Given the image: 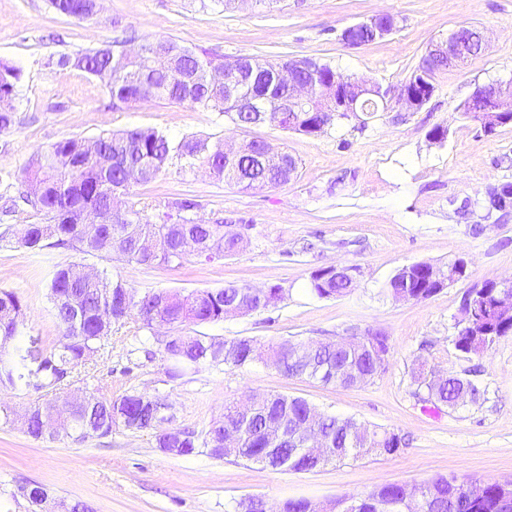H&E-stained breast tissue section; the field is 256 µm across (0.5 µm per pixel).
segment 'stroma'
<instances>
[{
    "instance_id": "35a3bbf8",
    "label": "stroma",
    "mask_w": 512,
    "mask_h": 512,
    "mask_svg": "<svg viewBox=\"0 0 512 512\" xmlns=\"http://www.w3.org/2000/svg\"><path fill=\"white\" fill-rule=\"evenodd\" d=\"M382 11L398 18L393 34L358 49L341 41L342 29ZM470 25L486 30L488 50L437 72L422 109L392 107L318 136L242 128L222 113L155 98L116 103L98 77L56 64L59 55L127 36L138 45L164 38L221 59H309L396 87L440 37ZM0 62L20 71L16 124L0 133V177L52 143L136 127L229 147L259 138L298 161L290 182L262 190L224 182L204 165L184 171L176 163L154 181L130 186L127 204L150 221L168 201L191 197L201 217L243 232V247L218 261L191 255L180 266L138 265L73 249L37 255L17 244L0 248V291L20 298L25 335L49 345L60 334L47 282L52 263L61 262L107 270L141 295L229 283L281 287L274 306L198 328L219 339L247 337L267 347L378 330L389 347L386 370L358 387L291 378L261 362L206 364L173 380L163 345L143 347L129 319L114 325L96 360L77 368L76 389L112 398L134 388L166 396L174 425L198 433L226 405L249 396L301 397L407 442L393 457L369 454L295 473L205 453L171 455L152 433L120 426L75 445L62 436L35 439L19 423L0 421V512H25V500L10 498L25 483L87 502L94 512H231L248 497L274 508L289 498L327 503L439 475L512 479V335L468 359L454 347L464 296L484 281L512 278V209L488 204L492 189L512 184V124L488 134L462 114L477 87L512 78V0H239L229 8L224 0H100L98 16L87 20L57 14L48 0H0ZM438 126L447 131L441 142L430 137ZM457 258L466 260L467 277L436 295L405 302L387 296V282L403 266ZM332 265L354 268V288L341 297L314 296L312 273ZM421 363L472 379L481 399L454 409L418 401L413 372Z\"/></svg>"
}]
</instances>
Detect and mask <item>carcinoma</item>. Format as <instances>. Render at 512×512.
Listing matches in <instances>:
<instances>
[{"instance_id":"1","label":"carcinoma","mask_w":512,"mask_h":512,"mask_svg":"<svg viewBox=\"0 0 512 512\" xmlns=\"http://www.w3.org/2000/svg\"><path fill=\"white\" fill-rule=\"evenodd\" d=\"M52 9L69 17L79 15L85 7L83 0H50ZM146 45L169 49L172 63L163 74L153 73L152 66L141 61L121 58V43L112 44V54L92 50L77 54L68 61H58L62 67L74 65L90 74L112 67V82L108 86L112 99L135 100L144 92V82L154 81V98L188 103L215 112H222L245 128L259 125L256 113L265 114L264 123L286 132L317 136L328 125L348 118L336 107V88L332 83L335 71L326 64L310 63L298 70L300 80L314 86V96L297 113L296 121L285 125L277 112L282 99L288 95L285 86L270 75L273 64L251 56H237L219 63L169 39H153ZM220 66L226 71L241 67L252 70L250 79L241 85L227 88L211 82L210 70ZM20 71L0 62V94L16 95ZM108 156L112 164L101 166L99 157ZM183 169L198 164L207 165L215 176L249 189L257 183L276 187L288 183L290 177L282 171L280 160L262 157L250 151L242 154L228 167L224 165V145H211L195 137H183L175 142L166 134L152 128H134L103 132L96 137L72 138L51 144L43 153L32 158L20 172L17 181L25 186V202L41 212L44 223L25 224L16 239L5 232L0 243L8 246L17 241L37 253L47 248L71 247L81 253L110 258L114 255L128 263L181 265L186 259L179 248L180 240L190 236L209 247L218 244L215 258L236 252L232 232L222 224L199 223L194 220L200 204L193 198H178L166 205L167 211L158 222L141 217V212L123 204L119 195L126 193L128 171H142L140 182L156 179L171 162ZM492 207L505 211L512 207V186L505 185L492 195ZM89 210L98 213L96 235L89 239L83 232V217ZM69 265L53 267L48 280V296L61 327V334L49 349L24 336L23 306L15 293L0 291V387L36 390H56L72 377L76 367L93 361L100 355L105 342L112 336V326L134 316L142 328L152 329L156 322L168 325L184 323L204 325L236 316L235 310L251 312L265 309L280 299L281 288L272 286L259 292L246 285L229 283L219 289L194 290L187 294L158 290L140 295L125 282L106 272L90 280H72ZM444 268L427 262L416 265L411 272L395 273L386 290L392 296L416 297L423 293L431 297L439 292L436 277ZM311 291L320 298L339 297L353 284L338 280L322 269L311 276ZM472 307L474 326L464 325L455 337L454 346L463 356L479 355L500 338L512 335V317L504 315L488 289L478 288L464 299ZM216 339L199 332L195 335L176 333L164 339V351L174 362L169 377L175 379L184 369L199 364L225 363V353H231L228 365L242 368L260 358L254 340L224 339V351L213 348ZM388 352L387 337L380 332L370 333L355 346L340 342H325L318 347L320 370L311 379L324 385L359 386L384 370ZM414 395L424 403L456 408L461 403L474 402L480 396L478 386L470 379L448 374L438 383L433 374L419 369L413 376ZM64 400L57 396L39 401L21 415L26 432L41 438L48 423L56 432L74 443H81L91 434L110 435L112 427L122 426L132 432L152 431L157 446L177 449V455L187 456L205 452L214 457L215 435L233 427L239 432V458L261 463L272 447V439L280 428H289L305 420L315 408L300 397L273 395L248 417L239 415L237 408L228 406L224 416L211 427L197 434L179 429H160L171 403L164 396L149 395L131 389L116 398L81 395V401L64 417L55 416V404ZM319 427L328 438L332 453L318 459L309 449H294L287 442L278 445L279 459L269 467L291 472L310 471L333 460L342 461L374 453L395 456L404 447L399 434L383 429H369L347 418L323 414ZM416 487L387 484L360 497L336 500V512H501L504 499L512 498V487L486 483L468 492L465 484L448 485V479H431L419 506L412 509L406 497Z\"/></svg>"}]
</instances>
